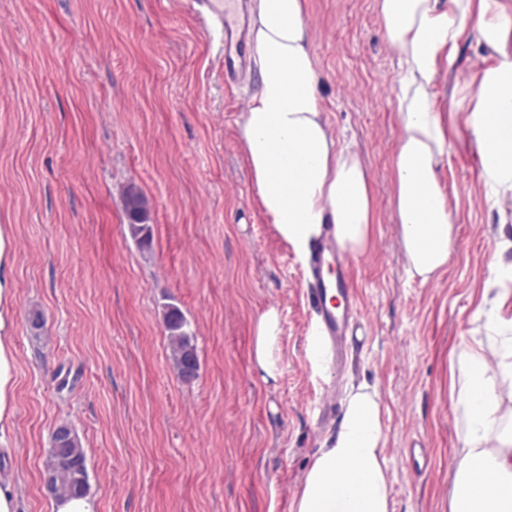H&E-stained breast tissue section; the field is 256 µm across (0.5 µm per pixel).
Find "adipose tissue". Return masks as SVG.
I'll return each instance as SVG.
<instances>
[{
    "instance_id": "ef3b65f1",
    "label": "adipose tissue",
    "mask_w": 512,
    "mask_h": 512,
    "mask_svg": "<svg viewBox=\"0 0 512 512\" xmlns=\"http://www.w3.org/2000/svg\"><path fill=\"white\" fill-rule=\"evenodd\" d=\"M389 44L399 55L401 136L393 158L394 206L402 255L429 278L448 263L453 217L438 166L447 145L433 108L437 78L456 62L474 29L483 65L469 107L485 183L512 192V0H378ZM305 0H251L256 89L239 133L260 203L278 233L307 252L323 225L342 251L366 249L373 221L367 173L357 154L329 134L316 95L317 70L304 22ZM12 324L0 313V443L15 409ZM280 316L269 307L253 325L252 360L279 374ZM496 364L484 346L466 352L456 409L463 430L448 512H512V336H501ZM382 408L376 390L349 393L335 432L314 456L290 512H390Z\"/></svg>"
}]
</instances>
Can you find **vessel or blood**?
<instances>
[{
    "label": "vessel or blood",
    "instance_id": "vessel-or-blood-1",
    "mask_svg": "<svg viewBox=\"0 0 512 512\" xmlns=\"http://www.w3.org/2000/svg\"><path fill=\"white\" fill-rule=\"evenodd\" d=\"M213 15L224 24V83L234 86L250 66L245 0H213ZM348 257L333 232H325L311 255L306 296L318 312L328 359L342 352L347 327L356 309L345 279Z\"/></svg>",
    "mask_w": 512,
    "mask_h": 512
}]
</instances>
